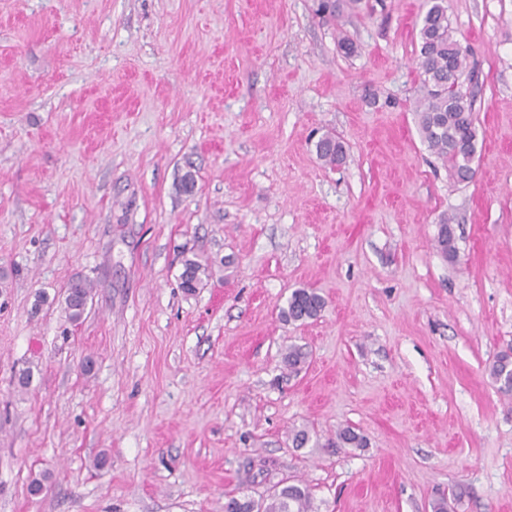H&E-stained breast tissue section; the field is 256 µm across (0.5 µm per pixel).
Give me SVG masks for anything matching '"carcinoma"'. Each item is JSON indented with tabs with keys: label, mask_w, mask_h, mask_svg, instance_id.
I'll list each match as a JSON object with an SVG mask.
<instances>
[{
	"label": "carcinoma",
	"mask_w": 512,
	"mask_h": 512,
	"mask_svg": "<svg viewBox=\"0 0 512 512\" xmlns=\"http://www.w3.org/2000/svg\"><path fill=\"white\" fill-rule=\"evenodd\" d=\"M423 85V96L416 108L418 131L428 149L459 183L473 179V164L478 154L479 131L475 124L472 104L463 91L461 76L468 68V50L460 49V43L452 34L446 0H426V11L419 28V55L417 58ZM317 156L324 164L334 167L346 157L342 142L332 133L322 136L316 143ZM437 250L447 259L456 256L455 235L451 218L441 217L435 239ZM211 264L202 263L198 256H184L180 274V288L192 294L209 276ZM91 289L87 283L74 281L69 284L65 297L66 311L72 322L83 317ZM325 308L324 298L312 288H298L288 299L282 311L288 322H305L317 318ZM308 352L296 345L288 346L283 361L288 370L299 372L306 363ZM491 378L501 385V390L511 394L512 389L503 386V380L512 374V356L504 354L490 366ZM364 436L346 427L336 431V438L327 441L328 448H363ZM312 492L301 481L283 482L268 498L258 502L249 497L228 498L224 512H313Z\"/></svg>",
	"instance_id": "1"
}]
</instances>
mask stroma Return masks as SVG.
<instances>
[{
    "mask_svg": "<svg viewBox=\"0 0 512 512\" xmlns=\"http://www.w3.org/2000/svg\"><path fill=\"white\" fill-rule=\"evenodd\" d=\"M318 4L0 0V512H224L289 480L314 512H512V0H448L465 184L417 128L425 0ZM302 287L326 307L299 326ZM346 426L366 447H326ZM317 156L324 164L334 167L341 164L346 157L342 142L332 133L322 136L316 143ZM456 239L451 226V218L441 217L439 230L435 239L437 250L446 258L453 259L456 256ZM180 274V287L189 294L195 293L203 285L204 278L209 277L211 264H203L196 254L184 255ZM91 289L86 282L72 281L65 297L66 311L71 322H78L83 317ZM324 298L312 288H298L288 299L282 316L288 322H306L317 318L325 308Z\"/></svg>",
    "mask_w": 512,
    "mask_h": 512,
    "instance_id": "1",
    "label": "stroma"
}]
</instances>
